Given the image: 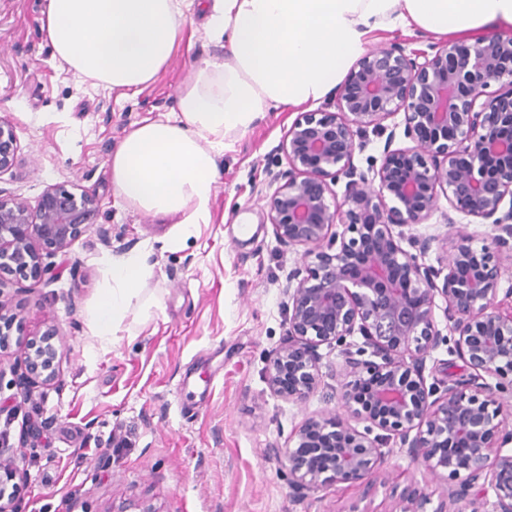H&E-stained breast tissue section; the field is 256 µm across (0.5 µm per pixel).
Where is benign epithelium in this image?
Here are the masks:
<instances>
[{
  "instance_id": "obj_1",
  "label": "benign epithelium",
  "mask_w": 512,
  "mask_h": 512,
  "mask_svg": "<svg viewBox=\"0 0 512 512\" xmlns=\"http://www.w3.org/2000/svg\"><path fill=\"white\" fill-rule=\"evenodd\" d=\"M505 91L486 95L491 83ZM404 114L411 145L392 148L388 134L379 167L368 176L354 163L366 144L367 128L381 134L383 122ZM20 147L12 123L0 116V175L15 168ZM288 169L267 202V218L278 241L304 247L306 276L288 292V337L275 350L267 373L270 389L303 400L316 386L317 348L360 334L380 361L345 359L350 381L337 408L308 419L298 447L314 448L321 466L293 449L271 448L286 457L298 495L328 482L369 478L383 458L381 448L397 438L411 462L428 476L441 470L463 477L439 512H448L474 492L494 497V512H512V429L498 416L512 417V402L495 395L512 385V303L498 299L502 265L512 266V33L494 34L470 46L448 41L430 51L406 52L392 42L362 56L325 107L296 120L281 144ZM345 178L342 200L327 179ZM445 194L449 208L491 219L495 250L473 248L455 229L445 269L426 266L400 244L396 227L428 220ZM98 201L87 191L46 187L36 204L0 190V276L36 279L45 257L63 252L97 229ZM458 333L455 352L468 371L442 393L427 385L426 357L439 333L436 298ZM11 298L0 291V349L7 347L13 318ZM49 337L32 342L17 373L24 397L38 384L58 377V349ZM378 378L368 400L358 398L365 376ZM493 378L492 385L488 379ZM367 423L366 431L356 427ZM381 434L369 437V431ZM462 443L459 455L439 456L436 448ZM401 512H423L424 502L407 488Z\"/></svg>"
}]
</instances>
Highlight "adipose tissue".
Here are the masks:
<instances>
[{
    "label": "adipose tissue",
    "instance_id": "obj_1",
    "mask_svg": "<svg viewBox=\"0 0 512 512\" xmlns=\"http://www.w3.org/2000/svg\"><path fill=\"white\" fill-rule=\"evenodd\" d=\"M194 0H47L43 26L75 73L132 97L168 67ZM208 37L223 56L197 63L178 110L139 124L108 159L127 205L177 218L184 236L211 221L219 161L265 112L323 100L378 29L470 39L512 30V0H207ZM150 274L144 253L102 262L89 328L110 341Z\"/></svg>",
    "mask_w": 512,
    "mask_h": 512
}]
</instances>
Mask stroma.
Listing matches in <instances>:
<instances>
[{
  "label": "stroma",
  "instance_id": "stroma-1",
  "mask_svg": "<svg viewBox=\"0 0 512 512\" xmlns=\"http://www.w3.org/2000/svg\"><path fill=\"white\" fill-rule=\"evenodd\" d=\"M45 0H0V116L14 124L16 167L0 189L37 202L51 184H73L100 200L91 232L48 256L37 280L0 285L18 317L10 346L0 352V459L18 472L20 512H400V494L415 488L424 512H437L459 480L433 479L412 464L399 442H388L369 484L333 482L294 494L287 463L269 457L290 448L306 420L337 407L347 382L341 346L318 348L319 379L306 399L273 393L267 370L288 335V275L303 265V247L276 239L266 203L288 167L280 144L304 107L274 109L234 141L220 160L212 220L179 248L174 218L139 212L121 202L107 165L133 126L177 109L180 85L194 65L222 56L202 18L166 70L127 98L75 76L54 56L41 26ZM491 244L495 227L447 200L425 223L406 229L402 247L438 265L448 248L447 218ZM254 227L242 237L239 227ZM429 240L420 252V240ZM134 250L147 254L144 282L157 303L127 316L107 346L88 327V307L103 283V259ZM441 340L426 359L427 383L464 375L451 348L455 333L435 312ZM55 330L59 378L26 401L13 365L29 342ZM38 444L20 448L23 429Z\"/></svg>",
  "mask_w": 512,
  "mask_h": 512
}]
</instances>
